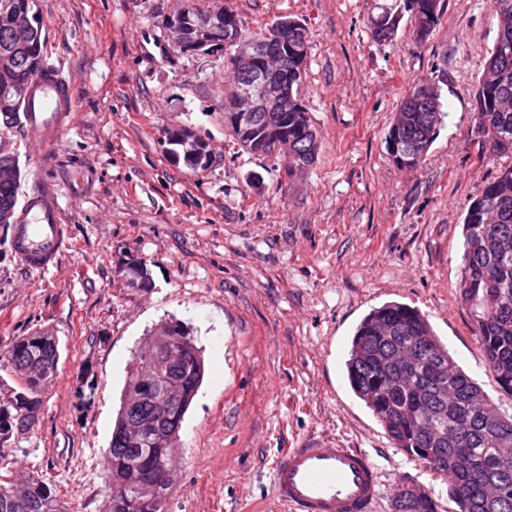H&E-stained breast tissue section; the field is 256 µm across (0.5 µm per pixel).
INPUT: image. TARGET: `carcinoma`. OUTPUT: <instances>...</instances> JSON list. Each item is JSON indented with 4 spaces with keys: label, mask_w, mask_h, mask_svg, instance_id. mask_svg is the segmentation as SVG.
I'll return each instance as SVG.
<instances>
[{
    "label": "carcinoma",
    "mask_w": 512,
    "mask_h": 512,
    "mask_svg": "<svg viewBox=\"0 0 512 512\" xmlns=\"http://www.w3.org/2000/svg\"><path fill=\"white\" fill-rule=\"evenodd\" d=\"M441 0H402L384 5L370 18L376 40L394 37L402 14L414 21L416 38L424 41L438 24ZM199 11L186 8L175 19L185 45L192 36ZM241 35L239 27L209 34L204 50L231 48L225 41ZM270 36L272 50L288 49V66L277 78L288 91V111L259 112L247 132L230 126L238 144L250 154L271 155L277 142L288 139L292 156L285 177H294L299 165L313 166L320 149L299 91L306 74L310 45L302 22L292 14L278 16L252 39ZM44 67V37L36 0H0V130L22 124L24 101L32 82ZM478 146L493 156L512 154V29L504 41H495L474 90ZM440 89L426 80L416 82L403 98L385 143L397 138L407 158L429 152L441 120ZM191 130L166 133L171 155L193 168L207 166L210 155L195 144L187 157L184 138ZM23 172L16 155L0 151V214L17 209ZM464 266L459 299L471 312L489 369L500 388L512 395V165L499 170L471 199L463 219ZM174 338L172 360L176 370L146 378L131 373L117 412L107 449L106 498L103 512H169L176 447L185 414L204 376L201 351L178 323L163 327ZM59 352L54 337L35 332L0 353V368L19 379L7 402L0 403V464L7 458L5 444L13 432L32 426L30 404L58 371ZM350 386L377 417L394 446L428 463L448 481V497L459 512H512V460L501 461L494 448L512 442V415L500 416L495 427L483 424L480 411L492 401L454 360L416 309L390 302L369 312L357 326L346 361ZM0 512H70L51 480L31 472L23 485L0 478ZM394 512H436L426 493L413 495L401 487Z\"/></svg>",
    "instance_id": "cac0c4a2"
}]
</instances>
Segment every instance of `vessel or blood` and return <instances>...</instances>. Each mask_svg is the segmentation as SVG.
<instances>
[{
  "mask_svg": "<svg viewBox=\"0 0 512 512\" xmlns=\"http://www.w3.org/2000/svg\"><path fill=\"white\" fill-rule=\"evenodd\" d=\"M75 110L68 83L55 66H46L26 102L28 133L41 153L57 149L58 134ZM12 229L11 245L29 269L44 272L57 266L68 227L45 192L28 198ZM272 487L290 512H372L380 496V476L365 450L313 435L277 459Z\"/></svg>",
  "mask_w": 512,
  "mask_h": 512,
  "instance_id": "b4317fda",
  "label": "vessel or blood"
}]
</instances>
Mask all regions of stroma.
<instances>
[{
  "mask_svg": "<svg viewBox=\"0 0 512 512\" xmlns=\"http://www.w3.org/2000/svg\"><path fill=\"white\" fill-rule=\"evenodd\" d=\"M187 0H37L45 60L76 105L58 151L41 159L25 127L0 133L69 226L56 268H26L0 229V352L42 330L59 370L30 430L7 444L13 477L47 473L73 512H102L106 450L135 346L165 322L203 350L205 376L180 432L170 512H286L271 486L283 449L309 435L371 453L375 512H394V481L458 512L448 484L395 448L353 393L354 330L390 301L418 309L450 353L512 414L458 297L462 220L506 157L480 154L473 90L498 30L491 0H444L417 42L409 19L377 42L385 0H194L226 7L250 36L278 15L311 46L300 96L320 134L317 163L285 178L279 157L251 155L224 123L226 55L184 53L169 20ZM444 114L425 160L400 168L385 137L417 80ZM191 129L208 168L174 160L165 133ZM149 280L126 285L124 265Z\"/></svg>",
  "mask_w": 512,
  "mask_h": 512,
  "instance_id": "35a3bbf8",
  "label": "stroma"
}]
</instances>
